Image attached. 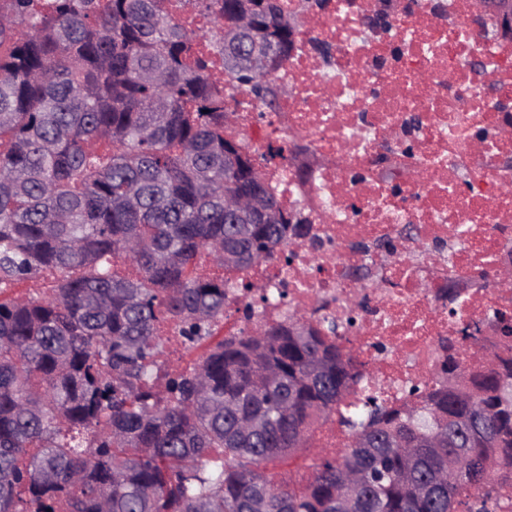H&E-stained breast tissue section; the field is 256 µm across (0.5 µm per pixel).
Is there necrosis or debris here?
Instances as JSON below:
<instances>
[{"mask_svg": "<svg viewBox=\"0 0 512 512\" xmlns=\"http://www.w3.org/2000/svg\"><path fill=\"white\" fill-rule=\"evenodd\" d=\"M287 93L260 116L234 94L224 134L252 142L305 140L317 165L269 163L266 181L309 226L291 238L290 263L253 266L248 279L270 300L249 305L225 272V332L282 322L293 311L351 327L373 371L371 386L391 401L430 381L441 337L458 320L485 323L512 308V41L475 0H325L304 17L294 47L275 72ZM415 237L401 235L405 225ZM374 269L353 284L355 266ZM485 272L449 315V281Z\"/></svg>", "mask_w": 512, "mask_h": 512, "instance_id": "1", "label": "necrosis or debris"}]
</instances>
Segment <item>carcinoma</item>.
<instances>
[{
	"instance_id": "cac0c4a2",
	"label": "carcinoma",
	"mask_w": 512,
	"mask_h": 512,
	"mask_svg": "<svg viewBox=\"0 0 512 512\" xmlns=\"http://www.w3.org/2000/svg\"><path fill=\"white\" fill-rule=\"evenodd\" d=\"M214 18L211 54L263 109L287 60L281 0H183ZM251 28L224 43V26ZM162 0H0V292L61 275L47 297H0V512H500L512 498V314L502 347L463 362L480 323L441 342L433 384L397 406L363 384L338 325L297 312L221 334L224 278L290 261L279 200L224 138V89ZM256 188L265 224L224 213ZM136 275L114 271L116 261ZM205 351L160 375L157 326ZM338 413L346 448L305 482L264 466L293 458Z\"/></svg>"
}]
</instances>
